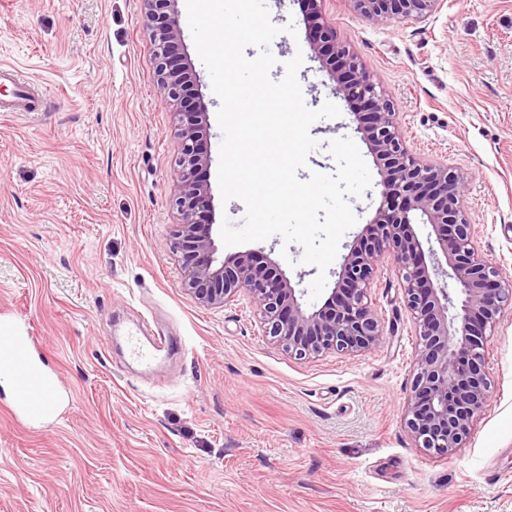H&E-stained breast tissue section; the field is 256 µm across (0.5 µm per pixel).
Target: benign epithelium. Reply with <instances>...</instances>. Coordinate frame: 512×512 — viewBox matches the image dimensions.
Wrapping results in <instances>:
<instances>
[{
  "label": "benign epithelium",
  "mask_w": 512,
  "mask_h": 512,
  "mask_svg": "<svg viewBox=\"0 0 512 512\" xmlns=\"http://www.w3.org/2000/svg\"><path fill=\"white\" fill-rule=\"evenodd\" d=\"M142 2L154 47L157 89L186 117L178 129L175 159V204L181 222L170 240L172 253L183 257L184 290L210 308L247 294L262 335L291 358L355 356L372 352L385 341L370 290L380 268L393 265L417 339L404 426L416 447L435 455L461 447L493 393L485 370L487 337L495 331L502 310L512 307V278L483 259L473 224L462 208L467 177L408 149L386 90L325 23L321 0H307L310 45L332 57L336 92L361 108L354 116L381 166L386 207L368 235L351 246L337 287L318 309L304 308L287 280L257 262H217L213 225L199 222L200 215L213 208L211 187L200 177L208 158L200 143L198 117L207 104L193 95L190 66L178 53L177 0ZM440 2L351 0L357 12L378 25L423 22ZM415 218L431 226L439 249L424 247L410 230ZM444 266L449 268L446 276L455 282L452 292L431 277Z\"/></svg>",
  "instance_id": "benign-epithelium-1"
}]
</instances>
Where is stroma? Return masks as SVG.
<instances>
[{
  "instance_id": "1",
  "label": "stroma",
  "mask_w": 512,
  "mask_h": 512,
  "mask_svg": "<svg viewBox=\"0 0 512 512\" xmlns=\"http://www.w3.org/2000/svg\"><path fill=\"white\" fill-rule=\"evenodd\" d=\"M283 63L302 54L315 122L307 169L333 173L328 141L348 136L372 177L351 199L347 254L381 204V170L307 39L298 0H266ZM323 16L391 96L416 156L465 173L463 197L485 259L512 277V0H442L424 22L377 25L349 0ZM181 50L209 108L202 148L216 183L221 132L191 35ZM43 94L40 112H0V312L58 373L51 416L20 425L0 380V512H512V310L488 339L493 395L463 447H414L402 418L416 338L397 276L371 298L383 346L296 360L270 345L246 294L221 308L182 288L168 244L180 215L174 109L155 89L142 0H0V63ZM253 254L308 289L317 267L280 237L219 247ZM140 327L151 366L123 330Z\"/></svg>"
}]
</instances>
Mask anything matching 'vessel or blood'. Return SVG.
<instances>
[{
	"label": "vessel or blood",
	"instance_id": "obj_1",
	"mask_svg": "<svg viewBox=\"0 0 512 512\" xmlns=\"http://www.w3.org/2000/svg\"><path fill=\"white\" fill-rule=\"evenodd\" d=\"M0 83L11 88L9 98L0 101V112L39 111L42 98L19 69L1 63ZM31 343V337L15 322L0 318V378L11 385L14 407L28 419L38 420L49 413L60 381L39 374Z\"/></svg>",
	"mask_w": 512,
	"mask_h": 512
}]
</instances>
